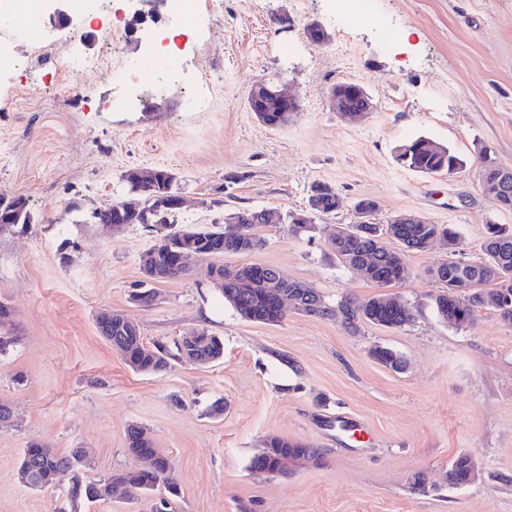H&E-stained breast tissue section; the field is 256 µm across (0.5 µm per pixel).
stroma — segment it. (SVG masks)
<instances>
[{
	"label": "stroma",
	"instance_id": "obj_1",
	"mask_svg": "<svg viewBox=\"0 0 512 512\" xmlns=\"http://www.w3.org/2000/svg\"><path fill=\"white\" fill-rule=\"evenodd\" d=\"M194 2L199 27L172 34L182 82L137 105H111L112 78L73 71L66 57L138 62L147 28L126 29L134 0H112L108 46L95 18L60 29L40 16L47 51L30 48L25 67L0 75V196L26 197L31 214L0 234V302L18 338L0 354V402L12 410L0 423V512H151L147 497L70 495L73 484L137 466L126 442L132 424L167 456L176 512H512V324L489 308L468 328L441 322L432 300L442 288L428 273L439 261L480 257L485 224L512 226V210L480 182L483 155L512 169V0H374L393 41L338 16L334 0ZM312 22L326 29L323 44L306 38ZM260 80L298 100L288 126L266 127L250 111ZM351 80L376 103L357 122L329 100ZM418 136L447 145L463 167L433 176L401 167L398 146ZM156 167L176 176L183 228L211 226L239 207L301 211L311 184L331 185L343 201L335 213L313 216L301 234L287 223L262 227L265 245L225 256V268L273 267L332 307L386 290L408 303L412 322L351 326L293 310L276 324L251 322L225 302L207 257L155 283L152 306L131 301L142 255L171 227L115 230L90 215L114 201L143 205L123 175ZM362 198L377 201L378 223L420 215L454 225L460 245L406 252L402 280L381 288L329 247L337 225L356 222ZM103 309L138 324L148 344L208 331L223 339L224 356L134 372L97 329ZM377 346L403 369L377 362ZM271 436L317 455L285 476L251 472ZM31 441L87 457L53 487L31 489L17 476ZM462 454L477 476L454 486L448 471Z\"/></svg>",
	"mask_w": 512,
	"mask_h": 512
}]
</instances>
